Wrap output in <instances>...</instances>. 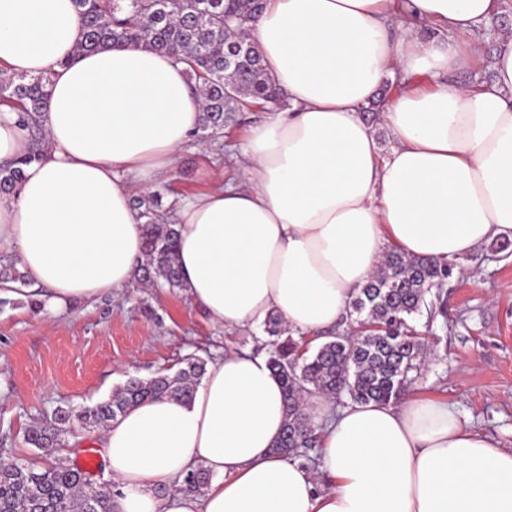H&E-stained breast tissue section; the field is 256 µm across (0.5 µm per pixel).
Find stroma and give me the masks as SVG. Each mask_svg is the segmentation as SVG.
<instances>
[{
	"instance_id": "35a3bbf8",
	"label": "stroma",
	"mask_w": 512,
	"mask_h": 512,
	"mask_svg": "<svg viewBox=\"0 0 512 512\" xmlns=\"http://www.w3.org/2000/svg\"><path fill=\"white\" fill-rule=\"evenodd\" d=\"M264 111L236 113L199 154L187 144L163 196L201 189L231 168L242 136ZM266 333L213 325L179 289L130 287L65 313L0 307V458L31 455L24 434L59 407L90 406L127 378L177 371L190 355L211 362L255 348ZM420 386L448 401L471 429L512 448V248L484 246L458 261L446 313L432 324Z\"/></svg>"
}]
</instances>
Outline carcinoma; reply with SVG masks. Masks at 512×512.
<instances>
[{
  "label": "carcinoma",
  "mask_w": 512,
  "mask_h": 512,
  "mask_svg": "<svg viewBox=\"0 0 512 512\" xmlns=\"http://www.w3.org/2000/svg\"><path fill=\"white\" fill-rule=\"evenodd\" d=\"M82 25L78 49L93 50L109 42L138 43L185 63L203 100L194 139L224 135L237 112L253 107L279 106L283 97L268 76L256 46L244 27L262 12V0H73ZM47 74H16L0 68V103L17 111L30 146L26 153L0 165V194L15 190L23 167L40 159L46 142L41 121L48 104ZM133 205L144 219V257L136 282L181 288L176 257L177 231L162 212L157 192L140 195ZM454 264L414 258L391 250L380 269L359 289L349 306L350 329L309 348L296 339L282 318L272 315L264 325L270 346L269 363L283 389L286 423L274 448L298 458L314 448L319 435L304 413L305 399L321 394L336 401L394 403L419 381L426 357V337L416 317L432 319L444 311L440 293L452 277ZM0 281L11 282L15 300L42 307L17 264L0 266ZM206 371V362L190 355L175 373L160 371L148 379L130 377L104 401L79 411L57 408L26 435V443L48 457L63 445L67 424L78 419L105 427L144 399L189 400ZM211 474L201 465L189 470L180 483L189 495L202 493ZM112 489L98 484L79 468L62 461L46 467L16 457L0 465V512H109Z\"/></svg>",
  "instance_id": "carcinoma-1"
}]
</instances>
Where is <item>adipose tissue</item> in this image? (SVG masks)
<instances>
[{
	"instance_id": "obj_1",
	"label": "adipose tissue",
	"mask_w": 512,
	"mask_h": 512,
	"mask_svg": "<svg viewBox=\"0 0 512 512\" xmlns=\"http://www.w3.org/2000/svg\"><path fill=\"white\" fill-rule=\"evenodd\" d=\"M493 0H265L246 32L286 109L252 127L230 172L178 194L183 293L214 325L280 315L313 337L346 315L387 248L450 261L512 240V37L494 78L459 81ZM73 0H0V66L51 76L47 149L0 196V249L43 307L121 292L143 259L131 205L171 176L200 123L184 63L139 44L79 50ZM400 81L380 114L362 111ZM394 144L381 154L378 127ZM328 484L274 451L286 421L266 357L228 352L188 402L144 401L98 438L111 512H512V450L448 402H305ZM213 478L201 495L176 480ZM210 479L211 474L203 466L198 465L184 475L180 483V488L184 493L189 495L201 494Z\"/></svg>"
}]
</instances>
